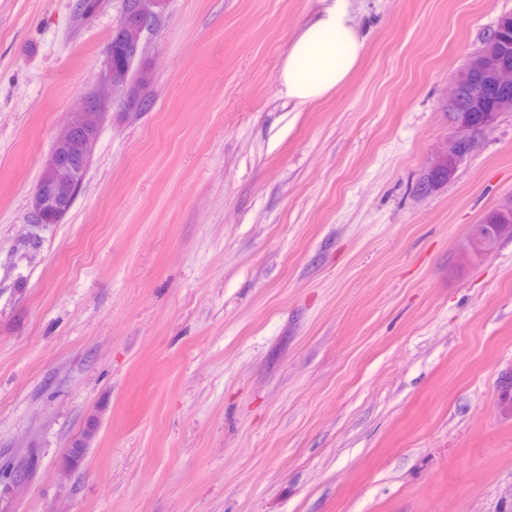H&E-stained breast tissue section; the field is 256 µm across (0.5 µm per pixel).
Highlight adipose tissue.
Wrapping results in <instances>:
<instances>
[{"label": "adipose tissue", "instance_id": "ef3b65f1", "mask_svg": "<svg viewBox=\"0 0 512 512\" xmlns=\"http://www.w3.org/2000/svg\"><path fill=\"white\" fill-rule=\"evenodd\" d=\"M323 2L320 13L290 42L279 72L283 97L299 104L342 85L365 50V39L353 21L352 0Z\"/></svg>", "mask_w": 512, "mask_h": 512}]
</instances>
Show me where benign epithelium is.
<instances>
[{
	"label": "benign epithelium",
	"instance_id": "obj_1",
	"mask_svg": "<svg viewBox=\"0 0 512 512\" xmlns=\"http://www.w3.org/2000/svg\"><path fill=\"white\" fill-rule=\"evenodd\" d=\"M165 0H133L114 31L122 59H112L107 47L100 84L86 93L80 108L70 113L66 125L55 136L45 158L31 200V217L37 224H58L73 207L90 169L85 156L93 155L103 124L115 102L126 112L142 111L141 92L152 73L144 63L146 35L158 24ZM512 48L497 39L473 53L463 74L471 77L469 97H463L462 77L452 83L446 99L452 134L438 151L430 167L433 178L428 189L440 179L453 175L458 162L476 139L494 127L502 114L512 112ZM512 235V220L504 218L493 231L473 227L459 251L461 263L492 253L501 238Z\"/></svg>",
	"mask_w": 512,
	"mask_h": 512
}]
</instances>
